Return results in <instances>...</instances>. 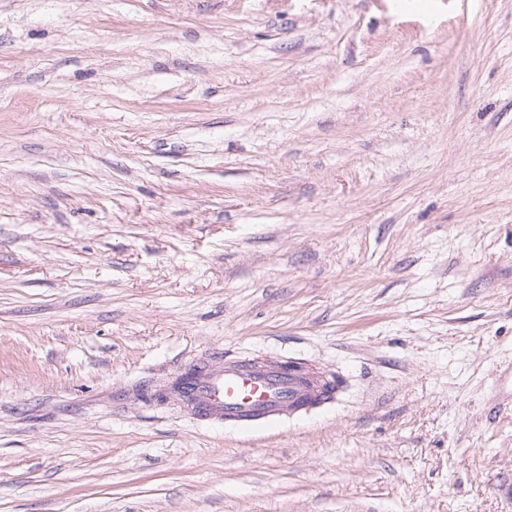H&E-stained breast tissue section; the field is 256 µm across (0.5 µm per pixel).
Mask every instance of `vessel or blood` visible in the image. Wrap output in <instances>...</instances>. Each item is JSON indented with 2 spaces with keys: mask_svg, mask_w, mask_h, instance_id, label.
<instances>
[{
  "mask_svg": "<svg viewBox=\"0 0 512 512\" xmlns=\"http://www.w3.org/2000/svg\"><path fill=\"white\" fill-rule=\"evenodd\" d=\"M178 394L199 419L257 428L332 402L336 383L278 364L228 361L185 372Z\"/></svg>",
  "mask_w": 512,
  "mask_h": 512,
  "instance_id": "b4317fda",
  "label": "vessel or blood"
}]
</instances>
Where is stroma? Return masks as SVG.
Returning a JSON list of instances; mask_svg holds the SVG:
<instances>
[{"mask_svg": "<svg viewBox=\"0 0 512 512\" xmlns=\"http://www.w3.org/2000/svg\"><path fill=\"white\" fill-rule=\"evenodd\" d=\"M0 512H512V0H0ZM285 365L224 361L182 374L178 394L193 415L233 426L257 428L301 415L332 402L341 381L304 374L298 363ZM336 385L338 386L336 389Z\"/></svg>", "mask_w": 512, "mask_h": 512, "instance_id": "35a3bbf8", "label": "stroma"}]
</instances>
